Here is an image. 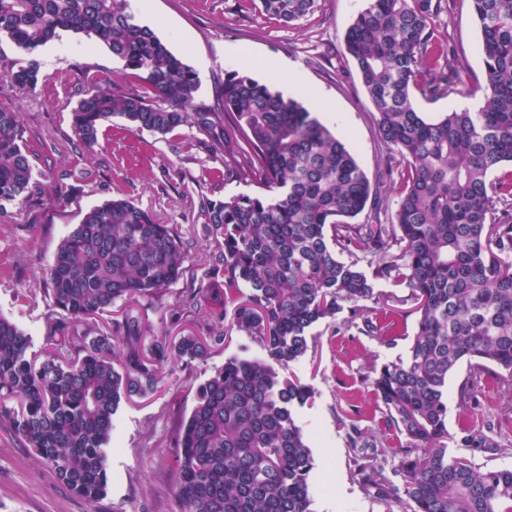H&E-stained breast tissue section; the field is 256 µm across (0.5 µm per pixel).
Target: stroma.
<instances>
[{
	"label": "stroma",
	"mask_w": 512,
	"mask_h": 512,
	"mask_svg": "<svg viewBox=\"0 0 512 512\" xmlns=\"http://www.w3.org/2000/svg\"><path fill=\"white\" fill-rule=\"evenodd\" d=\"M366 0H318L317 10L286 27L260 11V0H150L129 9L149 25L195 70L199 89L194 106L216 107V89L236 64L225 60L233 45L251 58L250 75L260 81L277 76V90L294 84L300 100L333 129L367 174H375L384 152L370 116V104L358 73L340 50L347 29ZM441 44L450 46L467 70L482 76L481 35L470 0H456L452 14L442 16ZM36 59L41 80L35 91L10 81L7 73ZM272 58L288 62L274 74ZM123 63L94 39L70 32L28 55L9 41L0 42V108L19 113L36 157L37 172L55 181L68 170L90 173L76 193L58 195L47 188L35 205L9 206L0 216V315L15 322L31 338L29 353L42 357L50 325L58 314L43 288L53 255L75 224L93 206L128 197L151 212L158 223L176 226L188 243L185 271L161 301L120 302L99 318L106 327L112 315L132 310L147 314L155 336L194 333L209 337L217 326L202 311L180 310L183 291L200 287L209 248L190 202L255 193V183L234 177L210 178L222 162L199 151H186L195 132L183 127L159 136L120 129L119 119L105 124L94 147H85L72 125L71 111L87 73L120 79ZM191 189L185 199L183 189ZM416 329L415 315L400 322L397 335L367 336L352 324L350 308L310 330L309 349L289 372L314 392L311 404L296 418L308 440L315 468L311 474L313 512H389V502L367 490L348 443L357 428L375 467L393 476L403 450L368 380L373 367L405 356ZM261 346L232 331L209 355L191 363L167 364L158 389L123 403L114 418L107 449L109 489L104 500L90 505L73 494L41 462L7 424L0 423V512H178L173 465L176 436L193 406L195 390L230 357H263ZM467 377L459 368L448 381V431L461 437L469 429L493 428L495 448H468L464 454L478 467H512V388L485 376L467 409L457 406Z\"/></svg>",
	"instance_id": "stroma-1"
}]
</instances>
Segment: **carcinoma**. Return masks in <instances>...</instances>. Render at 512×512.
<instances>
[{
	"instance_id": "carcinoma-1",
	"label": "carcinoma",
	"mask_w": 512,
	"mask_h": 512,
	"mask_svg": "<svg viewBox=\"0 0 512 512\" xmlns=\"http://www.w3.org/2000/svg\"><path fill=\"white\" fill-rule=\"evenodd\" d=\"M318 0H261L262 13L298 22ZM485 67L484 106L428 118L413 93L435 99L465 84V68L436 36L454 0H367L348 28L351 59L385 148L371 180L336 133L275 80L224 75L222 109L190 110L196 72L156 32L128 11L126 0H0V37L31 56L61 32L83 34L124 62L143 90L85 76L72 109L76 135L98 140L104 122L165 136L188 126L187 150L223 155L227 176L259 185L256 194L200 200L198 218L215 243L207 282L182 294L195 310L224 306L231 327L256 340L266 357L229 358L200 384L177 436L178 512H312L314 457L293 410L313 398L280 370L299 361L310 328L351 304L372 336H393L403 297L374 319L360 303L375 283L409 290L416 332L405 356L372 370L370 384L388 427L405 438L397 487L356 459L367 486L399 512H512V468L480 470L448 448V379L461 365L469 378L458 407L494 373L512 386V0H470ZM33 91V58L10 73ZM18 113L0 109V213L43 191ZM90 173L70 172L67 195ZM386 184L396 192L391 221L381 222ZM367 213L366 220L352 219ZM186 241L127 198L87 211L54 253L44 288L52 307L80 334L54 322L50 349L38 361L30 338L0 316V421L78 497L96 504L108 494L106 450L120 405L156 391L169 362L206 358L211 339L193 333L149 338L143 315L129 310L105 331L97 318L117 302L159 299L183 275ZM345 253L342 260L338 254ZM368 261V268L361 263ZM463 448H497L474 430Z\"/></svg>"
}]
</instances>
